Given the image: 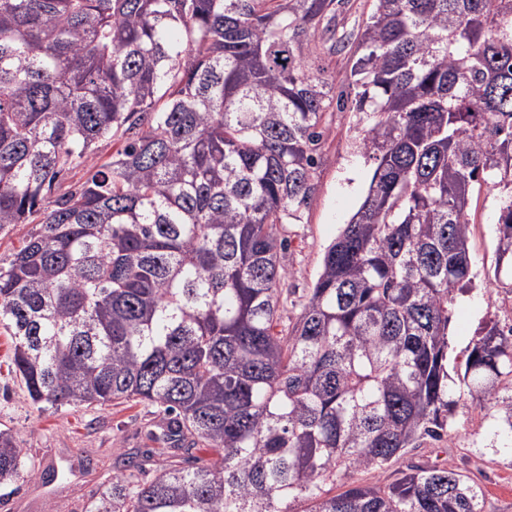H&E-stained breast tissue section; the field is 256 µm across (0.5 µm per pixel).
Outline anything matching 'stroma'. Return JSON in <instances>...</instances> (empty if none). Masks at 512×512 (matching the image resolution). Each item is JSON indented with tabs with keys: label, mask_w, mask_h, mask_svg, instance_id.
Returning a JSON list of instances; mask_svg holds the SVG:
<instances>
[{
	"label": "stroma",
	"mask_w": 512,
	"mask_h": 512,
	"mask_svg": "<svg viewBox=\"0 0 512 512\" xmlns=\"http://www.w3.org/2000/svg\"><path fill=\"white\" fill-rule=\"evenodd\" d=\"M357 56L351 43L338 52L319 50L306 63L332 76L341 92L349 88ZM325 121L330 133L319 149L316 192L302 222L285 227L291 242L289 294L282 311L286 318L296 317L307 301L326 246L359 206L374 169L373 160L359 148L357 112H330ZM498 207L497 197L485 188H474L468 210L474 285L460 298L449 331V354L459 361L487 324L512 319V290L493 280ZM11 356V338L0 330V429L10 430L34 469L10 484H0V512H84L102 485L126 474L128 453L145 460L151 475L171 463L170 453L149 436L154 407L129 403L37 410L11 371ZM488 430L474 403L465 402L457 407L447 438L424 442L409 458L468 470L482 486L490 512H512V457L487 449Z\"/></svg>",
	"instance_id": "obj_1"
}]
</instances>
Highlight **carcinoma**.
Listing matches in <instances>:
<instances>
[{
    "label": "carcinoma",
    "mask_w": 512,
    "mask_h": 512,
    "mask_svg": "<svg viewBox=\"0 0 512 512\" xmlns=\"http://www.w3.org/2000/svg\"><path fill=\"white\" fill-rule=\"evenodd\" d=\"M334 5L0 0V231L35 225L0 260L14 373L40 409L155 406L154 440L218 454L84 512H489L467 471L406 456L465 391L512 454V325L448 370L476 184L495 281L512 268V0H374L350 78L375 168L283 327V226L334 102L305 52L345 46ZM28 469L0 429V483Z\"/></svg>",
    "instance_id": "obj_1"
}]
</instances>
